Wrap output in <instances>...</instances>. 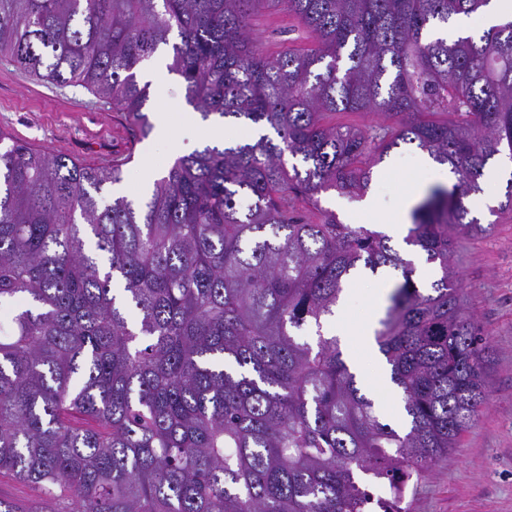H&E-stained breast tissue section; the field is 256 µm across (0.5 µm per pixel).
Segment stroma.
I'll use <instances>...</instances> for the list:
<instances>
[{
    "label": "stroma",
    "mask_w": 512,
    "mask_h": 512,
    "mask_svg": "<svg viewBox=\"0 0 512 512\" xmlns=\"http://www.w3.org/2000/svg\"><path fill=\"white\" fill-rule=\"evenodd\" d=\"M254 25L272 53L307 42L305 27L284 14L259 16ZM165 82V93H150L143 108L152 124L143 134L111 101L80 86L49 83L0 58V128L20 142L91 168L103 167L108 156L125 158L124 194L141 203L148 197L142 188L147 166L164 172L177 154L204 149L213 126L188 102L177 75L167 72ZM163 121L178 137L179 153H170L161 138L158 126ZM423 156L415 146L400 145L375 166L363 198L330 191L321 197L322 208L342 223L378 229L380 218L399 209L408 183L419 177ZM505 187V181L484 180L483 194L470 200L471 214L493 230L462 241L454 255L467 308L490 335L489 402L448 459L409 485L405 512H512V212L498 209ZM400 278L393 270L358 271L324 326L325 336L336 337L343 354L355 357L351 370L380 420L395 427L402 422L395 409L401 393L390 380L374 331L388 305L386 295Z\"/></svg>",
    "instance_id": "1"
}]
</instances>
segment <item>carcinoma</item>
Returning <instances> with one entry per match:
<instances>
[{
	"label": "carcinoma",
	"mask_w": 512,
	"mask_h": 512,
	"mask_svg": "<svg viewBox=\"0 0 512 512\" xmlns=\"http://www.w3.org/2000/svg\"><path fill=\"white\" fill-rule=\"evenodd\" d=\"M488 2L0 0L1 58L111 99L144 133L137 68L162 44L203 119L273 132L179 157L143 209L104 201L119 162L0 151V311L13 324L0 476L41 497H0V512H367L365 476L390 489L382 512H404L409 482L487 405L490 341L453 256L490 230L465 199L495 156L512 159V20L437 30ZM271 12L297 18L310 46L269 54L252 21ZM338 112L384 124L329 123ZM402 144L454 175L405 237L440 273L426 290L390 236L320 206L324 192L363 195ZM360 268L401 271L375 342L402 432L322 334Z\"/></svg>",
	"instance_id": "cac0c4a2"
}]
</instances>
